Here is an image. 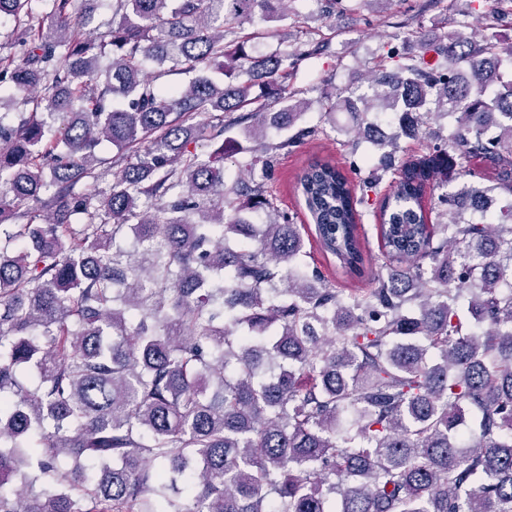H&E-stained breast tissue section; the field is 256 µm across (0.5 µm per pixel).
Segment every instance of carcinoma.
I'll use <instances>...</instances> for the list:
<instances>
[{
    "mask_svg": "<svg viewBox=\"0 0 512 512\" xmlns=\"http://www.w3.org/2000/svg\"><path fill=\"white\" fill-rule=\"evenodd\" d=\"M87 2L0 0V239L22 243L0 248V512H512V201L489 206L512 198V78L491 90L512 43L423 39L372 66V98L327 106L397 121L365 127L373 170L397 173L392 264L346 293L304 265L265 183L320 133L294 79L332 37L249 51L255 9L275 23L288 0H110L101 19ZM321 2L329 19L370 0ZM199 66L225 80H171ZM8 102L29 112L8 123ZM441 114L443 143L400 159ZM248 122L285 136L245 146L229 132ZM104 142L120 177L75 190L107 174ZM239 155L250 176L228 181ZM448 168L462 185L432 224L420 196ZM374 186L319 159L299 177L323 250L358 276Z\"/></svg>",
    "mask_w": 512,
    "mask_h": 512,
    "instance_id": "1",
    "label": "carcinoma"
}]
</instances>
